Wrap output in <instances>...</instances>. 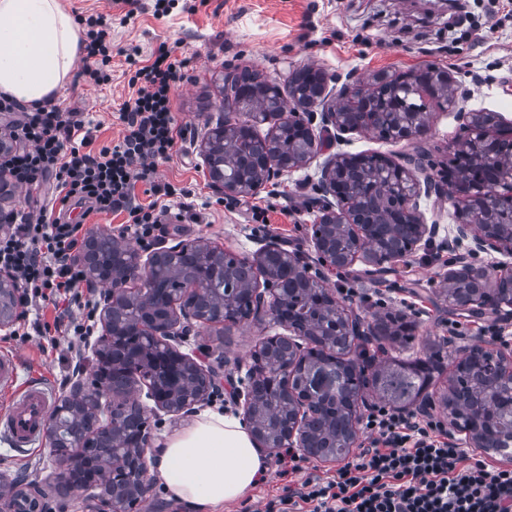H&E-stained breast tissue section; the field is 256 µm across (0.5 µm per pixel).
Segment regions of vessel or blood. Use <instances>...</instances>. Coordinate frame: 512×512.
Masks as SVG:
<instances>
[{
    "label": "vessel or blood",
    "instance_id": "vessel-or-blood-1",
    "mask_svg": "<svg viewBox=\"0 0 512 512\" xmlns=\"http://www.w3.org/2000/svg\"><path fill=\"white\" fill-rule=\"evenodd\" d=\"M0 391L12 395L8 414L0 418V433L18 450L39 442L52 406L51 391L36 381L20 384L17 359L5 353L0 354Z\"/></svg>",
    "mask_w": 512,
    "mask_h": 512
}]
</instances>
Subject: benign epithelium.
Wrapping results in <instances>:
<instances>
[{
	"label": "benign epithelium",
	"mask_w": 512,
	"mask_h": 512,
	"mask_svg": "<svg viewBox=\"0 0 512 512\" xmlns=\"http://www.w3.org/2000/svg\"><path fill=\"white\" fill-rule=\"evenodd\" d=\"M321 89L309 101L300 97L288 101V111L279 113L280 121L296 128L309 141V149L294 159L277 157L266 160L259 178L249 184L229 183L221 177L212 181L224 189V196L250 194L272 182L285 172L305 167L321 151L323 144L316 135L314 121L323 130L334 128L340 134L371 127L388 117L396 129L389 140L397 143L412 140L425 131L421 127L422 113L406 111L402 95L428 94L432 97L455 91L456 80L451 70L438 66L399 74L379 75L376 83H396V90L386 112H365L363 119L352 122L328 99L329 77L321 74ZM374 87L344 84L336 99L360 98L371 94ZM457 118L467 129L468 136L460 144L474 169L481 171L494 162V155L512 153V121L494 112H457ZM268 119L261 112L225 110L224 121L210 130L207 140L223 136L234 129L239 133L253 131ZM363 155L338 153L323 168L317 186L320 216L318 222L333 228L346 227L341 244L331 236L313 234L312 244L323 270L310 273L309 267L295 253L275 242L265 244L255 255L253 266L263 275L254 279L247 293L250 315L258 324L266 320L288 328V334H269L261 338L248 370L246 391L238 392L236 401L243 411L255 444L267 451L274 448H298L306 456L332 461L335 455L320 448L312 439V431L323 424L325 412L318 398L300 391L296 380L305 372L306 356L321 348L295 320L286 317L288 289L280 279L268 273L273 262L292 269L298 279L317 292L318 303L329 309L324 328L329 334L346 337L350 347L358 350L375 336L397 333L414 335L417 324L406 315L382 328L374 314L360 316L350 313L338 303L336 295L324 288V271L346 269L362 261L378 269L412 256L429 244L438 234L436 224H427L420 210L423 196L449 202L456 209L457 224L453 239L448 241V273L443 277L439 293L449 306L475 313H499L509 308L512 313V271L477 264L472 258L481 253L512 255V224H500L492 206L512 211V176L493 183L459 174L452 179H435L427 174L425 156L408 155L405 162L378 157L383 166L382 176L392 190L404 194L401 209L390 219L393 231L384 235L385 242L372 246L370 242L383 232L384 225L368 224L361 214L360 198L368 196L373 186L343 185L341 174L361 165ZM110 245V236L95 234L82 257L86 276L98 281L102 274L97 254ZM220 248L197 240L172 247H160L147 258L132 249L112 254V267L123 268L124 276L112 279V289L103 298L101 309L102 334L94 355L97 369L90 382H74L49 416L45 440L55 458V494L63 499L79 489H97L95 512H136L139 503L151 492L148 478V450L152 435L144 411L128 415L126 393L137 385L148 389L155 408L172 416L193 412L217 390V373L198 358L181 351L189 328L195 322H234L230 313L214 317L204 313L199 300L210 282L223 273V267L203 268L184 288L177 292L161 288H141L135 294L126 288L128 281L138 279L147 284L154 280V270L164 259L177 260L190 253L219 252ZM18 307L13 277L0 271V329L6 327ZM465 357L472 358L468 369L458 370L452 393L457 404H448L450 428L448 435L466 433L460 444L468 448L494 451L503 447L504 436L497 433L501 415L512 409V347L508 345L476 344L465 348ZM287 403V422L279 436L273 438L254 423L256 394L261 389ZM352 417L348 429L347 447L356 445L357 409L363 403L362 393L352 392ZM45 489L35 483L20 485L5 482L0 476V512H46Z\"/></svg>",
	"instance_id": "obj_1"
}]
</instances>
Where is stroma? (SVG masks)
<instances>
[{"label":"stroma","instance_id":"1","mask_svg":"<svg viewBox=\"0 0 512 512\" xmlns=\"http://www.w3.org/2000/svg\"><path fill=\"white\" fill-rule=\"evenodd\" d=\"M74 16H103L110 32V80L96 86L73 74L53 103L77 109L98 126L96 145H109L122 135L118 119L123 102L134 97L126 54L147 65L160 45L191 58L188 81L172 96L179 123L188 127L182 146L159 162L156 178L188 188L197 201H210L199 222L169 223L160 239L171 247L201 239L239 258H254L268 241H276L304 261L316 264L312 246L319 210L315 186L324 162L334 153H365L400 159L427 151L436 169L451 168L454 143L460 137L456 110L433 100L420 137L394 143L375 132L361 130L334 139L323 134L324 146L305 168L284 174L276 185L256 193L223 198L214 186L201 154V144L224 112V71L240 67L284 84L302 68L325 71L340 83H370L374 76H394L428 65L453 69L460 83L459 106L471 112H497L512 121V0H175L167 14L155 15L154 0H61ZM267 207L266 220L252 214ZM426 223L435 224V240L413 257L377 269L356 262L349 270L328 274L326 285L353 312L403 313L418 324L416 335L388 338L368 345L370 359L431 361L429 387L434 398L448 390V380L463 347L478 342V327L498 323L512 331V316L492 317L446 306L438 288L447 271L448 239L456 217L451 204L421 198ZM263 326L245 320L230 327H192L182 350L208 346L223 354L219 366L222 397L211 409L235 413L229 393L246 378L251 354L264 336ZM17 355L21 379H45L54 397L67 394L76 377L94 371L93 349L83 353V370L72 373V354L59 347L45 354L36 340L12 339L0 331V353ZM55 463L46 443L26 454L0 440V474L12 481L50 486Z\"/></svg>","mask_w":512,"mask_h":512}]
</instances>
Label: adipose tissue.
<instances>
[{"mask_svg": "<svg viewBox=\"0 0 512 512\" xmlns=\"http://www.w3.org/2000/svg\"><path fill=\"white\" fill-rule=\"evenodd\" d=\"M80 30L59 0H0V94L52 103L80 56ZM243 419L206 410L165 437L150 474L169 499L196 512H220L242 499L265 471Z\"/></svg>", "mask_w": 512, "mask_h": 512, "instance_id": "1", "label": "adipose tissue"}]
</instances>
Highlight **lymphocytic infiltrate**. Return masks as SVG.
Listing matches in <instances>:
<instances>
[{
	"label": "lymphocytic infiltrate",
	"mask_w": 512,
	"mask_h": 512,
	"mask_svg": "<svg viewBox=\"0 0 512 512\" xmlns=\"http://www.w3.org/2000/svg\"><path fill=\"white\" fill-rule=\"evenodd\" d=\"M190 60L159 47L151 64L130 78L135 97L125 101L116 143L91 151L92 128L81 112L27 106L0 94V194L21 190L32 210L0 204V270L18 282L43 352L75 348L94 334L96 302L82 285L81 257L93 215H125L121 235L154 238L164 219L199 221L188 190L155 180L158 162L170 159L185 129L174 116L172 92L186 80ZM145 183L149 203L137 202ZM77 220H70V213ZM53 308L52 320L30 319L29 308ZM81 310L72 320V310ZM368 436L335 475L293 482L305 458L281 449L276 474L284 485L265 512H512V469L494 468L449 441L444 424L429 414L375 404L362 417Z\"/></svg>",
	"instance_id": "f902f5d3"
}]
</instances>
